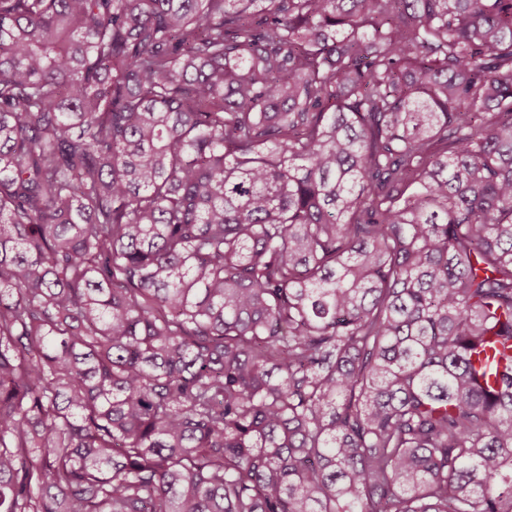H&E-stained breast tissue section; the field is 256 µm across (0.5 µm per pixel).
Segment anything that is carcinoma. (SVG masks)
<instances>
[{"label": "carcinoma", "mask_w": 512, "mask_h": 512, "mask_svg": "<svg viewBox=\"0 0 512 512\" xmlns=\"http://www.w3.org/2000/svg\"><path fill=\"white\" fill-rule=\"evenodd\" d=\"M0 512H512V0H0Z\"/></svg>", "instance_id": "carcinoma-1"}]
</instances>
